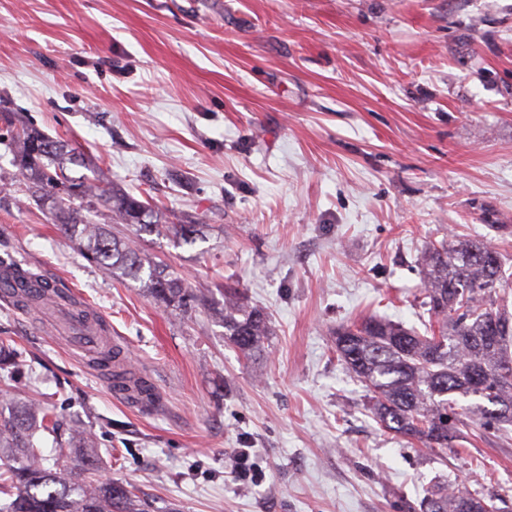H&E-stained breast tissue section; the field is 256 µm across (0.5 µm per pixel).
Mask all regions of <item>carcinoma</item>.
I'll use <instances>...</instances> for the list:
<instances>
[{
  "label": "carcinoma",
  "instance_id": "cac0c4a2",
  "mask_svg": "<svg viewBox=\"0 0 512 512\" xmlns=\"http://www.w3.org/2000/svg\"><path fill=\"white\" fill-rule=\"evenodd\" d=\"M10 144L20 158L22 191L53 196L59 229L83 242L82 255L100 270L144 283L162 307L186 311L204 304L185 281L158 266L145 265L120 237L92 224L87 214L106 208L111 223L159 231L150 204L130 193L102 187L69 170L85 165L83 155L63 140L12 125L0 113ZM420 307L425 333L386 317L369 315L336 328V353L366 388L369 410L386 431L446 448L463 439L471 420L457 413V398L476 397L478 420L501 430L512 425V266L488 237L443 240L427 245L418 260ZM270 335L268 316L248 305L236 288L224 289V336L246 359L260 352ZM68 448L51 467L43 465L37 432ZM75 424L56 411L28 402L0 415V512H147L127 485L102 480L91 448ZM84 474L74 482L68 474ZM499 496L453 494L448 487L427 493L408 512H467L470 506L504 512Z\"/></svg>",
  "mask_w": 512,
  "mask_h": 512
}]
</instances>
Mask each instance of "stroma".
<instances>
[{"label":"stroma","mask_w":512,"mask_h":512,"mask_svg":"<svg viewBox=\"0 0 512 512\" xmlns=\"http://www.w3.org/2000/svg\"><path fill=\"white\" fill-rule=\"evenodd\" d=\"M1 112L197 221L190 245L121 234L207 302L167 310L87 262L0 144V260L70 289L155 391L118 395L59 303L0 296L27 361L0 372V412L48 403L151 512H407L443 483L512 507L511 431L443 451L384 432L333 336L420 326L425 246L512 225V0H0ZM228 284L270 317L250 361L224 340Z\"/></svg>","instance_id":"1"}]
</instances>
